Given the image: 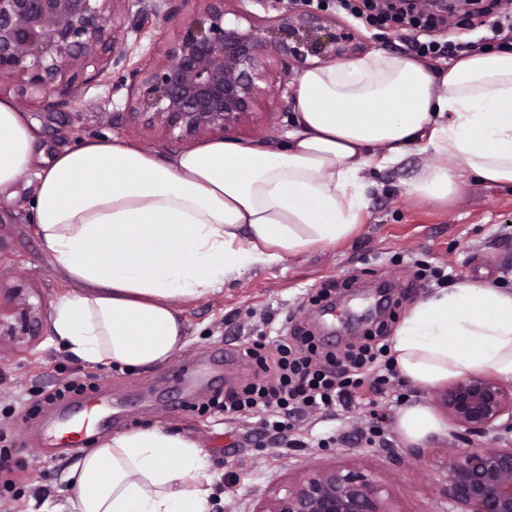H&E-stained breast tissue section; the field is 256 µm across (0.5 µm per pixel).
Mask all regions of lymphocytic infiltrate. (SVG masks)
Listing matches in <instances>:
<instances>
[{"mask_svg":"<svg viewBox=\"0 0 512 512\" xmlns=\"http://www.w3.org/2000/svg\"><path fill=\"white\" fill-rule=\"evenodd\" d=\"M512 30V13L498 15L477 40L441 42L415 41L416 59L452 60L473 52L497 48L503 32ZM274 356H266V347ZM388 346L369 336L341 351H321L313 337L254 342L243 351L257 367L253 379L224 394V416L228 419L263 413L261 429L273 435L293 431L300 414H336L358 406H369L385 393L395 375Z\"/></svg>","mask_w":512,"mask_h":512,"instance_id":"lymphocytic-infiltrate-1","label":"lymphocytic infiltrate"}]
</instances>
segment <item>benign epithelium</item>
<instances>
[{"mask_svg": "<svg viewBox=\"0 0 512 512\" xmlns=\"http://www.w3.org/2000/svg\"><path fill=\"white\" fill-rule=\"evenodd\" d=\"M231 0H0V82L44 100L65 84L82 97L96 77L116 70L129 81L126 109L175 141L225 132L259 104L272 65L336 57L355 41L346 26L322 24L298 0L274 16L244 8L225 21ZM137 7V34L159 28L173 12L182 21L163 58L133 61L136 45L116 37V12ZM95 73L83 76L99 55ZM448 416L463 439L497 432V446L448 456L440 499L444 512H512V384L485 374L460 378L443 391ZM502 424H497L500 419ZM254 512H392L386 486L372 473L329 465L260 499Z\"/></svg>", "mask_w": 512, "mask_h": 512, "instance_id": "7a95c632", "label": "benign epithelium"}]
</instances>
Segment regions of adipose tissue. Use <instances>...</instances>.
<instances>
[{"label": "adipose tissue", "instance_id": "adipose-tissue-1", "mask_svg": "<svg viewBox=\"0 0 512 512\" xmlns=\"http://www.w3.org/2000/svg\"><path fill=\"white\" fill-rule=\"evenodd\" d=\"M285 147L216 139L171 155L86 139L43 159L26 112L0 99V197L33 190L35 229L70 288L50 303L58 343L91 367L159 366L185 345L178 299L215 293L255 265L353 235L368 174L427 155L408 197L448 205L463 177L512 185V50L435 73L371 52L303 71ZM399 374L422 388L478 370L512 378V290L468 279L432 289L397 325ZM397 428L443 429L422 403ZM199 444L160 427L101 439L68 470V512H211Z\"/></svg>", "mask_w": 512, "mask_h": 512}]
</instances>
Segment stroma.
<instances>
[{"label": "stroma", "mask_w": 512, "mask_h": 512, "mask_svg": "<svg viewBox=\"0 0 512 512\" xmlns=\"http://www.w3.org/2000/svg\"><path fill=\"white\" fill-rule=\"evenodd\" d=\"M325 22L354 29L359 48L347 59L366 52L406 57L410 54L405 27L392 24L382 31L359 26L344 13H324ZM0 98L21 107L36 124L46 155L73 147L86 138L121 137L162 154L181 150L182 142L146 128L126 111L127 89L118 77H102L87 85L82 98L55 94L49 101L18 92L16 84L0 85ZM293 109L273 95L263 96L255 112L232 130L233 138L283 144L293 128ZM427 160L410 153L394 169L374 173L376 188L358 231L336 245L300 255H284L271 266H256L233 277L212 295L178 301L185 347L164 365L139 372L92 368L53 344L50 302L68 284L57 272L34 230L32 192L20 190L0 199V287L22 289L27 303L39 310L35 337L0 336V449L13 455L10 470L0 471V512H60L65 504L63 477L106 432L161 426L195 439L207 453L210 469L220 475L215 512H253L258 500L298 481L307 470L339 464L375 473L387 485L393 512H442L438 490L449 454L460 450L457 426L440 402L439 388L420 389L398 378L392 393L407 403L427 405L444 424L443 434L421 443L420 454L397 430L399 408L386 409L389 449L315 447L310 438L334 428L346 434L362 429L369 412L360 407L333 417L309 414L297 421L300 445L259 431L249 416L225 420L215 403L224 390L250 380L253 366L221 364L213 350L242 351L261 336L283 333L295 319L324 342L344 347L360 340L369 321L363 313L378 297L375 285L390 282L397 316L425 296L430 284L416 280L415 263L431 270L455 272L458 278L512 289V187L466 181L452 204L438 207L409 198L405 184ZM359 281L348 291L334 315L322 314L311 298L331 284L342 288L349 278ZM77 380L83 391L73 403L109 397L122 406L112 427L93 426L82 448H65L52 440L47 393Z\"/></svg>", "instance_id": "35a3bbf8"}]
</instances>
